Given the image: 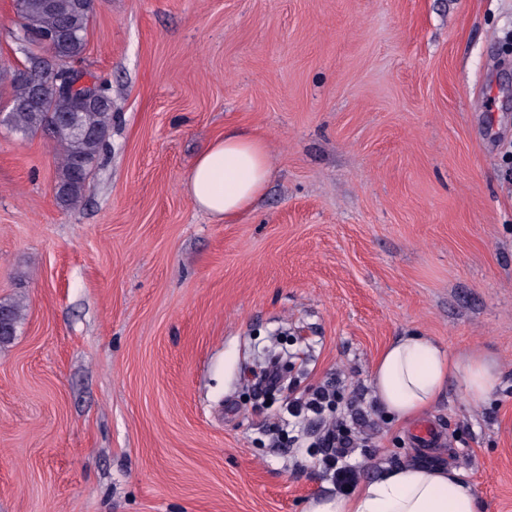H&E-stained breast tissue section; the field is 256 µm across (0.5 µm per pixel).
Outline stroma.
Instances as JSON below:
<instances>
[{"label": "stroma", "mask_w": 512, "mask_h": 512, "mask_svg": "<svg viewBox=\"0 0 512 512\" xmlns=\"http://www.w3.org/2000/svg\"><path fill=\"white\" fill-rule=\"evenodd\" d=\"M111 86L110 150L79 206L52 142L0 127V512H305L387 467L460 470L512 512V0H99L82 62ZM271 145L255 207L213 221L200 151ZM409 333L498 359L481 405L427 413L371 385ZM295 369L258 391L251 355ZM327 387L322 422L286 403ZM344 420L335 469L312 456Z\"/></svg>", "instance_id": "35a3bbf8"}]
</instances>
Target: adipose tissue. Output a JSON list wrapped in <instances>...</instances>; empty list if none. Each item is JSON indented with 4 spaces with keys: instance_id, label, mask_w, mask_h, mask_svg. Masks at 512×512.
<instances>
[{
    "instance_id": "obj_1",
    "label": "adipose tissue",
    "mask_w": 512,
    "mask_h": 512,
    "mask_svg": "<svg viewBox=\"0 0 512 512\" xmlns=\"http://www.w3.org/2000/svg\"><path fill=\"white\" fill-rule=\"evenodd\" d=\"M270 176L266 138L252 128L232 129L196 157L186 191L197 209L229 222L252 207ZM500 380V365L489 354L476 348L454 354L414 334L393 339L372 373L381 406L401 421L428 411L449 384L478 405ZM306 512H479V505L474 484L456 469L407 464L365 481L351 494L313 499Z\"/></svg>"
}]
</instances>
